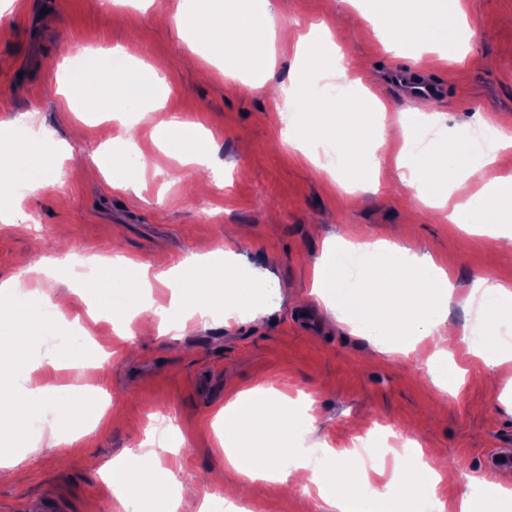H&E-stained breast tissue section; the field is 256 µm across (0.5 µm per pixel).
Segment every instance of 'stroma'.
I'll use <instances>...</instances> for the list:
<instances>
[{
	"mask_svg": "<svg viewBox=\"0 0 512 512\" xmlns=\"http://www.w3.org/2000/svg\"><path fill=\"white\" fill-rule=\"evenodd\" d=\"M181 2L152 0L139 10L102 0H0V123L28 113L32 129L48 127L61 139H70L71 129L81 132L59 162L65 182L15 187L9 205L19 224H0V282L17 276L23 259L37 254L79 260L119 253L145 264L161 257L174 264L204 243L230 247L224 229L232 225L248 241V261L268 269L278 292L256 319L192 321L179 335L160 334L149 309L138 318L150 321L151 330L135 329L128 339L99 322L93 338L106 360L62 372L61 381L82 392L105 388V423L72 444L56 446L42 437L23 462L25 478L0 482V512H29V502L42 496L55 497L61 512H125L106 469L137 450L151 419L164 412L175 420L180 442L173 457L183 489L177 512H199L205 494L224 492L199 481L224 462L218 451L224 407L256 385L314 399L320 420L308 444L341 450L388 435L436 450L454 473L436 496L453 506L487 476L486 454L512 442V394L485 383L497 372L512 376V362L494 368L471 361L466 342L455 340L448 359L465 375L456 393L442 390L424 357L371 354L349 324L310 297L312 269L324 241L349 226L370 241L454 257L448 319L461 328L477 316V303L467 300L474 281L512 284V258L495 251L484 230L458 229L422 205L393 165L383 167L377 187L350 193L332 174L302 161L285 141L287 121L265 89L224 81L216 62L190 50L175 24ZM272 2L278 28L295 35L315 25L335 35L352 78L343 93L357 98L354 82L360 79L390 104L382 124L392 150L403 144L399 113L419 106L394 86L395 72L437 88L432 100L442 123L430 129L427 144L460 130L484 143L483 117L512 130V0H462L470 44L484 60L479 68L437 63L428 51L416 63L394 57L379 28L360 20L361 0ZM132 30L136 56L170 63L166 111L137 115L128 131L67 111L56 81L65 59L125 43ZM171 114L213 133L222 186L200 192L202 170L161 153L151 134ZM126 131L146 170L137 186L119 189L92 155ZM27 288L40 300L65 298V318L85 319L89 298L77 281L33 278ZM242 500L261 505L262 512H337L316 492L288 496L263 482L247 484Z\"/></svg>",
	"mask_w": 512,
	"mask_h": 512,
	"instance_id": "obj_1",
	"label": "stroma"
}]
</instances>
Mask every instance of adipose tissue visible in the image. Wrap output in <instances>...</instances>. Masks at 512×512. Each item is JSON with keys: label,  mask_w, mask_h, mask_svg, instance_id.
Masks as SVG:
<instances>
[{"label": "adipose tissue", "mask_w": 512, "mask_h": 512, "mask_svg": "<svg viewBox=\"0 0 512 512\" xmlns=\"http://www.w3.org/2000/svg\"><path fill=\"white\" fill-rule=\"evenodd\" d=\"M366 10L377 15L386 32V48L396 57H410L416 47H448L463 53L457 39L465 22L456 9L435 7L431 0H412L408 17L384 15L380 0H365ZM179 31L198 38L206 53L220 61L225 78L243 79L251 73L263 83H274L276 106L288 115V142L311 164H318L319 146H327L336 157V167L352 173V186L374 187L381 164L391 159L401 171L402 183L413 190L425 206L448 213L459 227L479 224H512V176L489 179L482 190L465 202L449 205L452 191L462 182L472 158L483 169H494L500 151L512 147L511 138L477 151L471 140L458 135L432 151L421 153L412 145L422 139L424 129L416 114L404 113L399 122L404 146L392 152L383 134L367 124V114L354 111L337 94L331 80L342 67L330 34L314 30L296 41L300 66L287 80L276 81L274 41L276 27L272 0H184L176 15ZM92 63L70 69L63 88L66 99H79L84 110L109 106L118 115H135L163 108L170 89L165 68L132 56L122 45L92 53ZM158 139L166 151L185 162L204 165L216 148L212 135L197 124L172 117L162 122ZM70 145L53 136L25 142L14 152L11 177L0 180V200L13 190L14 177L23 178L33 189L53 182L54 166L49 155L62 156ZM134 150L129 139L116 137L111 147L95 153L94 164L111 173L112 184L129 188L141 178L140 167L128 165ZM222 248L196 254L149 277L146 266L134 258L117 254L94 258L78 279L94 298L102 313L119 316L134 312L151 300L153 283L181 289L197 297L194 305L173 297L158 314L166 331L183 330L189 319L211 317L216 308L225 314H256L277 288L272 277L257 268L245 267L237 259L223 258ZM453 266L429 254L415 255L388 242L356 237L337 238L325 245L312 269L310 294L334 312L353 318L354 330L375 339L379 352L410 356L422 339L434 348L427 363L441 385L455 386L459 369L448 364V288ZM482 308L483 328L468 337V352L496 365L512 360L503 351L497 329L512 323V284L478 282L473 288ZM27 299L19 279L0 283V338L13 344L52 335L55 312ZM89 348L81 341L65 350H54L37 364L0 359V416L6 417L14 435L23 436L45 420L69 425L68 442L82 438L85 422H102L104 414L93 401L79 398L74 390L59 385L61 370L86 365ZM292 398L257 385L243 391L225 409L224 469L250 480L267 483L293 482L300 491L315 490L339 512H445L434 497L435 488L448 478L434 455L420 448L404 451L406 464L395 472L383 490L367 491L368 475L355 468V451L332 450L314 459L291 448L294 437L315 430L319 416L314 403L303 415H295ZM154 437L145 447L113 461L112 485H136L137 512H176L178 503L170 494L177 480L171 467L161 462Z\"/></svg>", "instance_id": "1"}]
</instances>
